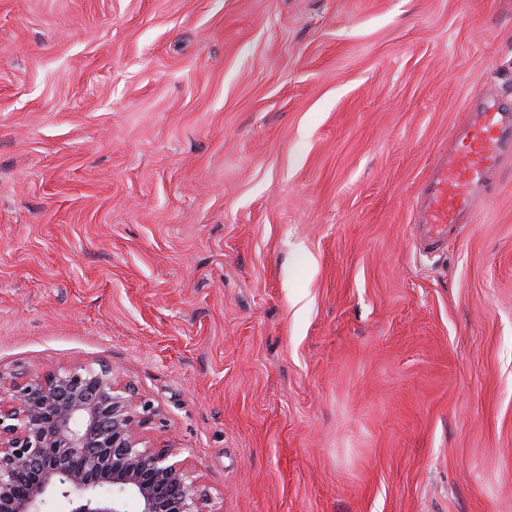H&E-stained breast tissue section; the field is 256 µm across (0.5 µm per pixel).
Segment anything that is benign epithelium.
<instances>
[{
	"instance_id": "obj_1",
	"label": "benign epithelium",
	"mask_w": 512,
	"mask_h": 512,
	"mask_svg": "<svg viewBox=\"0 0 512 512\" xmlns=\"http://www.w3.org/2000/svg\"><path fill=\"white\" fill-rule=\"evenodd\" d=\"M157 411L89 367L51 370L23 384L0 376V512H206L207 494L168 445L151 444Z\"/></svg>"
}]
</instances>
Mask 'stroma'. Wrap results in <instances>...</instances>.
Listing matches in <instances>:
<instances>
[{
    "label": "stroma",
    "mask_w": 512,
    "mask_h": 512,
    "mask_svg": "<svg viewBox=\"0 0 512 512\" xmlns=\"http://www.w3.org/2000/svg\"><path fill=\"white\" fill-rule=\"evenodd\" d=\"M512 0H0V376L111 367L209 512H512V155L418 190Z\"/></svg>",
    "instance_id": "obj_1"
}]
</instances>
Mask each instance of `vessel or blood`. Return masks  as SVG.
Instances as JSON below:
<instances>
[{"instance_id": "b4317fda", "label": "vessel or blood", "mask_w": 512, "mask_h": 512, "mask_svg": "<svg viewBox=\"0 0 512 512\" xmlns=\"http://www.w3.org/2000/svg\"><path fill=\"white\" fill-rule=\"evenodd\" d=\"M512 153V111L489 103L472 112L466 132L422 185L421 227L427 244L439 243L458 217L487 201L501 159Z\"/></svg>"}]
</instances>
